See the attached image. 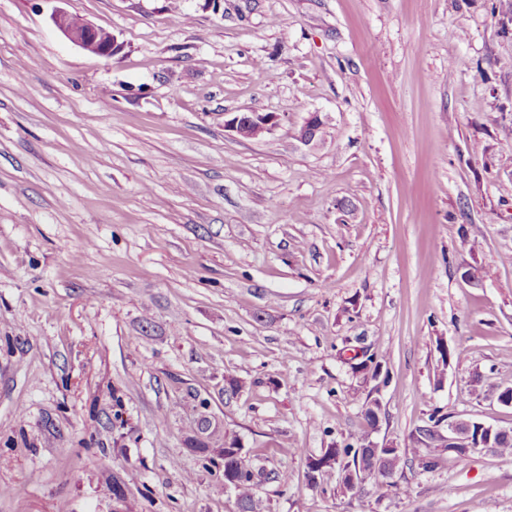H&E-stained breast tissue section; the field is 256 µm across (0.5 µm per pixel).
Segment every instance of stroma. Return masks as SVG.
<instances>
[{"label":"stroma","instance_id":"1","mask_svg":"<svg viewBox=\"0 0 512 512\" xmlns=\"http://www.w3.org/2000/svg\"><path fill=\"white\" fill-rule=\"evenodd\" d=\"M492 3L0 0V512H238L228 436L262 512H512L492 448L355 492L308 477L364 433L409 447L433 412L512 429L488 392L512 387ZM58 10L119 53L73 45ZM253 107L279 125L225 131ZM55 27L75 46L101 57H111L119 50L115 36L80 15L56 11L52 15ZM224 115V129L232 132L240 140H255L270 133L279 122V117L271 112H237L226 119Z\"/></svg>","mask_w":512,"mask_h":512}]
</instances>
